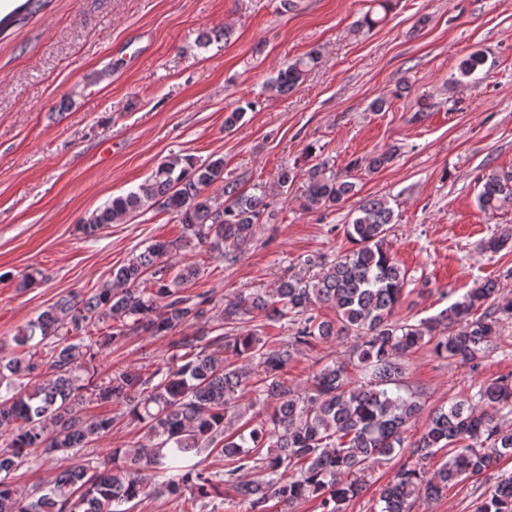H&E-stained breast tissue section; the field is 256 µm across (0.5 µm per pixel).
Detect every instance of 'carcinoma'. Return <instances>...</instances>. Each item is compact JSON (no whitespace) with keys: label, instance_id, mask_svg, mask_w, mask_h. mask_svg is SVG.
<instances>
[{"label":"carcinoma","instance_id":"obj_1","mask_svg":"<svg viewBox=\"0 0 512 512\" xmlns=\"http://www.w3.org/2000/svg\"><path fill=\"white\" fill-rule=\"evenodd\" d=\"M51 0H25L0 18V36L46 9ZM321 62L311 50L266 82L277 95L295 90ZM396 149L376 151L349 167L378 172ZM224 158L198 162L174 155L137 189L109 200L78 225L87 237L145 207L159 205L182 227L174 241H155L112 272V283L79 296H60L29 321L15 342L46 348L37 357L0 358V512H133L155 499L191 496L200 512H216V500L232 492L242 512H293L319 501L320 512H344L363 490L361 473L384 460L408 457L381 489L379 512H412L448 487L495 470L512 459V373L483 381L475 397L432 412L412 443L406 431L422 413L419 396L403 388L405 358L429 346L440 358L475 371L504 324L512 303L499 306L487 280L437 316L410 324L395 318L407 272L388 248L396 223L385 196L360 199L344 225L353 248L328 261L309 255L318 269L310 278L289 275L272 288H253L209 315L210 300L187 295L184 286L200 267L187 265L165 278L169 260L201 249L226 265L237 263L254 241L260 222L275 211L262 194L225 175ZM302 177L301 208L328 209L357 194L356 184L324 160L297 174L279 171L283 191ZM478 208L488 214L512 207V171L480 180ZM217 187L221 194L210 192ZM328 307L335 317L324 318ZM262 315L287 320L293 335L268 346L250 323ZM97 339L91 332L100 324ZM220 334L180 336L167 363L144 371L119 370L106 381H83L78 370L99 350L131 336H171L195 324ZM235 332L222 334L224 326ZM341 341L347 350L293 390L283 371L304 348ZM32 383H23V380ZM255 400L241 407V399ZM86 403L122 405L146 442L114 448L102 462L79 460L36 492L20 489L14 476L31 454L49 460L73 456L104 438L115 419L86 415ZM254 416L244 419L248 411ZM445 461L433 471L427 462ZM195 456L198 461L184 464ZM477 512H512V474L482 493Z\"/></svg>","mask_w":512,"mask_h":512}]
</instances>
